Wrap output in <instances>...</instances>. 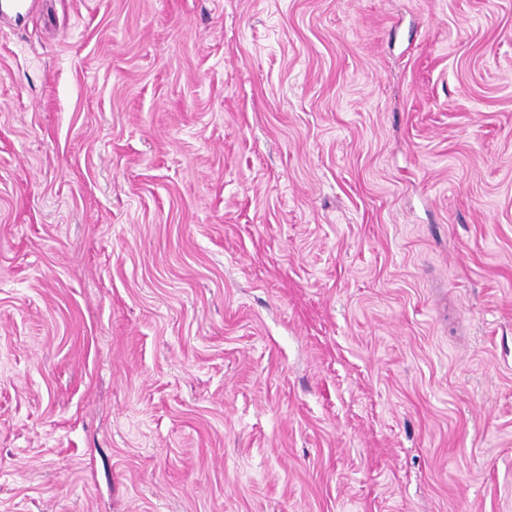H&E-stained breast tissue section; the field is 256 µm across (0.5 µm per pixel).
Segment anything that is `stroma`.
<instances>
[{"instance_id":"35a3bbf8","label":"stroma","mask_w":512,"mask_h":512,"mask_svg":"<svg viewBox=\"0 0 512 512\" xmlns=\"http://www.w3.org/2000/svg\"><path fill=\"white\" fill-rule=\"evenodd\" d=\"M0 512H512V0L0 10Z\"/></svg>"}]
</instances>
